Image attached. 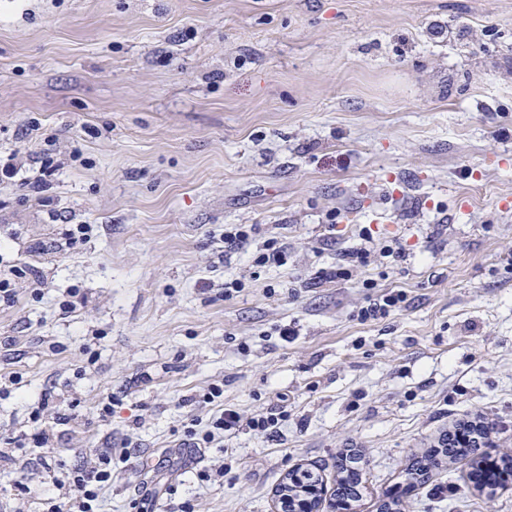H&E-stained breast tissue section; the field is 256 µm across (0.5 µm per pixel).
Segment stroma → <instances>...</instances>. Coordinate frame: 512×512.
<instances>
[{
  "instance_id": "stroma-1",
  "label": "stroma",
  "mask_w": 512,
  "mask_h": 512,
  "mask_svg": "<svg viewBox=\"0 0 512 512\" xmlns=\"http://www.w3.org/2000/svg\"><path fill=\"white\" fill-rule=\"evenodd\" d=\"M10 153L0 272L26 276L0 300V512H47L99 448L131 455L102 512L147 489L143 512H277L294 470L333 512L341 453L354 512H512V484L448 457L407 476L464 422L492 427L478 456L512 458V0H0ZM47 157L41 195L24 181ZM362 231L369 264L312 281ZM271 239L284 265L257 266ZM387 291L401 309L360 321ZM213 384L280 420L189 465Z\"/></svg>"
}]
</instances>
